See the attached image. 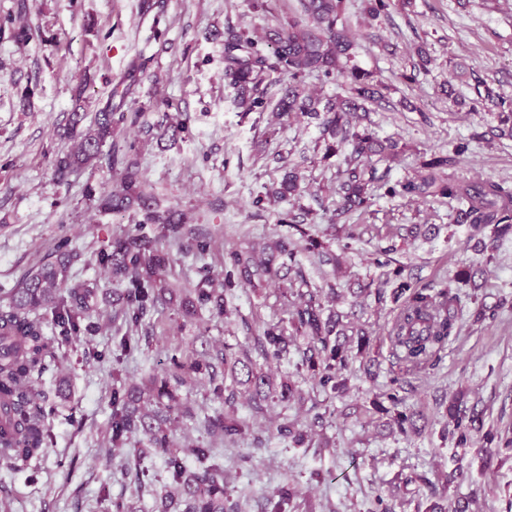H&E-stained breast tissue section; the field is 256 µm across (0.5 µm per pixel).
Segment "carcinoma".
<instances>
[{
    "label": "carcinoma",
    "mask_w": 512,
    "mask_h": 512,
    "mask_svg": "<svg viewBox=\"0 0 512 512\" xmlns=\"http://www.w3.org/2000/svg\"><path fill=\"white\" fill-rule=\"evenodd\" d=\"M344 13L345 0H298V9L288 20V27L270 30L263 43L233 28L227 29L224 36V75L236 91L237 105L242 111L254 112L264 106L260 85L266 80L268 85L277 87L276 110L281 117L318 121L325 155L347 148L344 166L336 172L339 202L330 218L333 224L347 223L367 205L370 186L378 180L377 164L394 159L398 148L396 142L380 141L368 129L358 127L361 113L368 111L366 104L379 102L381 95L372 73L352 62L351 34ZM313 73L340 78L346 95L331 98L309 92L302 77ZM475 92L476 98L469 101V111L489 103L502 109L500 123L507 129L501 130V134L512 135V103L480 82ZM141 116L139 111L118 112L109 107L96 113L93 125L85 129V114L74 110L63 136L74 141L76 149L54 163L56 180L65 183L73 172L99 159L102 147L109 145V163L118 171L120 185L100 192L97 206L104 212L133 210L142 214L143 219L129 234L113 239L111 245L100 250L97 262L112 275V280L123 286L118 295L122 303L119 313L128 325L135 327L170 290L166 277L171 265L162 241H178L200 258L211 249V239L188 225L182 214L159 208L154 195L146 190L137 162L131 158L134 145L117 140L119 124L135 125ZM453 162L455 159L448 156H435L424 164L422 173L395 183L388 188V194L437 196L457 202V223L470 224L477 231L491 228L489 242H481V247L484 251L493 248L500 239L512 234V189L494 181L461 184L443 179L441 170ZM298 191L297 173L291 169L258 202L278 203L296 196ZM68 246L67 239L59 240L56 261L28 274L11 290L7 308L0 311L1 467L11 468L52 445L49 416L54 408L46 405L43 376L58 358L59 344L90 331L89 320L98 309L99 288L73 278ZM269 250V255L255 264V270H242L246 280L271 273L278 254L291 261L295 259L296 249L284 239L275 241ZM395 294L401 304L387 336L394 355L407 371L435 366L455 329L451 306L457 296L449 288L434 294L411 292L405 284ZM180 308L186 316L203 308L222 314L224 296L204 278L187 290ZM42 310L51 314L54 334L50 336L45 333L46 324L40 317ZM292 327L312 339L311 355L305 363L317 377V384L334 392L343 391L347 379L342 370L353 355L341 341L345 332L340 319H323L317 293L311 291L296 309ZM285 332L286 328L280 326L264 331L272 355H278L286 344ZM385 398L396 409L394 422L399 431H415L413 415L397 410L402 403L399 393H388ZM177 405L178 396L166 376H153L127 389H113L112 447H122L132 436L142 434L150 447L166 456L176 496L161 498L159 512H170L173 508L179 512H227L224 469L208 463L209 450L192 449L200 462L194 471L187 470L183 458L171 450L166 424ZM449 414L458 444L471 442L470 432L477 416L463 414L456 404L449 407Z\"/></svg>",
    "instance_id": "obj_1"
}]
</instances>
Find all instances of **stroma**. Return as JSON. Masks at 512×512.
Wrapping results in <instances>:
<instances>
[{
    "label": "stroma",
    "mask_w": 512,
    "mask_h": 512,
    "mask_svg": "<svg viewBox=\"0 0 512 512\" xmlns=\"http://www.w3.org/2000/svg\"><path fill=\"white\" fill-rule=\"evenodd\" d=\"M296 0H0V16L21 15L33 36L25 42L0 36V306L30 269L54 261L66 238L75 254L73 275L117 289L96 263L98 251L139 221L132 213L104 214L94 197L118 179L107 159L74 172L68 183L53 176L56 157L73 143L64 139L83 85L88 115L111 95L124 94L125 110L142 112L143 125H121L119 139L134 144L139 168L161 207L185 214L210 237L198 259L165 240L174 260L170 283L192 287L211 277L224 291L225 313L183 315L177 304L151 311L128 331L111 304L92 320L98 329L64 344L45 374L54 413L53 446L16 468H0V512H157V495L171 489L164 454L143 436L121 448L111 442L112 390L163 375L170 357L200 362L184 370L177 392L183 409L171 424L173 447L196 468L194 449L208 448L224 468L226 505L238 512H429L432 505L466 506L468 512H512V452L489 455L443 436L448 403L463 396L466 412L483 425L477 441L492 433L497 444L512 438V235L482 253L480 233L455 221L447 199L393 197L395 182L417 175L423 162L467 152L447 168L460 183L495 181L512 187V138L499 136L496 113L470 112L443 99L439 87L453 82L475 98L472 83L451 81L450 65L484 79L512 100V0H409L386 16L366 21L364 0H347L345 18L354 36L353 61L383 83L386 106L370 115V131L398 143L388 174L372 189L370 204L350 228L331 223L338 198L336 170L342 155L318 148L316 122L277 118L272 107L242 112L224 79V29L251 34L287 21ZM434 62L414 72L417 48ZM31 100L22 97L25 89ZM188 120L177 143L147 136L144 124ZM297 168L298 199L260 202L284 171ZM319 242L305 248L306 235ZM294 242V262L274 279L253 278L224 290L225 259L252 245ZM390 248V262L373 261ZM435 292L449 287L460 297L459 330L441 361L425 370H400L386 336L398 311L400 284ZM337 289L340 302L325 310L345 315L371 334L364 372L350 363L346 394L321 388L304 363L310 339L292 333L276 358H264L258 338L267 326L291 319L301 293ZM131 334L136 351L125 354L117 339ZM247 359L291 382L288 402H256L245 369L225 373V396H216L208 364L216 352ZM399 382L403 411L417 430L402 434L373 401ZM243 421L227 438L211 421ZM292 423L302 444L281 438L277 426ZM459 472L446 485L449 472Z\"/></svg>",
    "instance_id": "obj_1"
}]
</instances>
